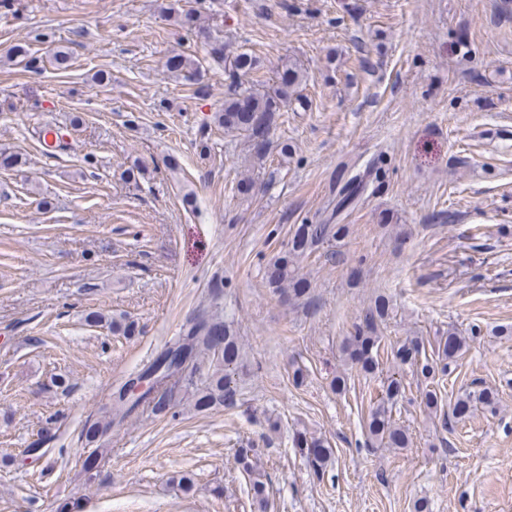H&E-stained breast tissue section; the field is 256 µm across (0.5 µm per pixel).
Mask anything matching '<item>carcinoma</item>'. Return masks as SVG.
I'll return each instance as SVG.
<instances>
[{
  "mask_svg": "<svg viewBox=\"0 0 512 512\" xmlns=\"http://www.w3.org/2000/svg\"><path fill=\"white\" fill-rule=\"evenodd\" d=\"M166 71L175 77H190L197 71L194 61L183 53H175L165 62ZM259 62L255 56L244 51L229 60V92L224 96V107L215 113L214 122L227 132H238L245 136L251 156L263 160L272 150V142L260 145L255 141L256 130L271 129L275 116L281 107L304 81V74L293 64H285L272 94L258 93L239 83V79L258 71ZM369 186L368 175H347L341 171L336 177V210L319 224H300L294 230L288 243V250L273 255L266 263L263 278L273 295L281 300H298L305 296L307 288L295 273L298 258L311 254L320 246L339 236L345 225L334 223L348 207L356 203ZM390 300L376 297L363 319L356 326L355 334L344 339L341 346L343 361L348 369H356L363 377H372L383 372V361L396 366H410L428 381L423 393V402L429 412L438 408L437 388L439 380L447 375L451 365L457 361L467 346V337L455 331L439 339L434 357L423 356V339L409 336L395 344H385L381 325L389 316ZM243 360L242 345L232 323L226 321L218 311L194 316L174 342L157 352L143 366L118 386L113 388L112 402L101 411L100 417L85 423L82 436L92 451L83 461V470L93 475L99 460L110 452L101 447L102 438L112 427L129 418L144 413L164 417L171 410L176 384L182 378H194L203 374L202 386L191 393L194 409L207 412L216 407L230 408L237 401L238 390L231 377V370ZM405 397V386L401 379L388 376L377 397L370 400L366 417L368 441H377L387 448L402 449L409 445L407 431L399 426L393 413ZM481 406L495 412L496 402L486 389H464L453 404L452 414L462 417ZM293 442L296 447L306 450L316 474L325 473L332 464L334 451L320 438H309L298 432ZM238 462L243 471L250 475L252 498L265 509L266 484L256 476L257 467L248 453H242Z\"/></svg>",
  "mask_w": 512,
  "mask_h": 512,
  "instance_id": "1",
  "label": "carcinoma"
}]
</instances>
